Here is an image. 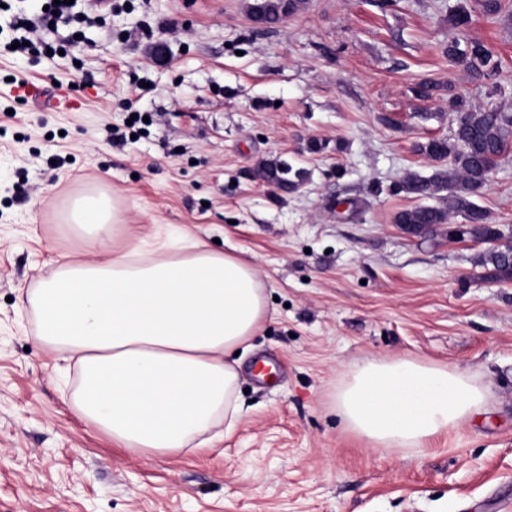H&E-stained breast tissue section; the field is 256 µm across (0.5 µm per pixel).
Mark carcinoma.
Returning <instances> with one entry per match:
<instances>
[{"mask_svg": "<svg viewBox=\"0 0 512 512\" xmlns=\"http://www.w3.org/2000/svg\"><path fill=\"white\" fill-rule=\"evenodd\" d=\"M306 0H253L249 12L263 25L279 22L299 11ZM448 59L478 79L488 75L490 63L487 49L479 43L460 47L455 41L446 49ZM453 115L452 135L434 138L417 146V151L434 162L433 173L422 176L407 172L400 181V189L419 199L438 197L442 205L420 204L398 212L394 222L417 236L448 223L452 216H460L468 224V234L474 239L491 244L479 256L478 263L488 275L503 281L512 280V246L502 247L497 241L502 234L489 222V214L477 205L474 198L486 186L489 173L499 159L512 149V113L473 111L466 108L463 99H448ZM258 178L280 188L295 187L302 180L303 171L293 170L285 161H265L258 166Z\"/></svg>", "mask_w": 512, "mask_h": 512, "instance_id": "obj_1", "label": "carcinoma"}]
</instances>
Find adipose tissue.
Wrapping results in <instances>:
<instances>
[{"mask_svg": "<svg viewBox=\"0 0 512 512\" xmlns=\"http://www.w3.org/2000/svg\"><path fill=\"white\" fill-rule=\"evenodd\" d=\"M70 221L82 238L124 251L66 261L28 297L37 343L63 349L80 368L77 416L140 454L187 449L239 416L235 354L267 314L254 263L188 240L163 238L140 252L105 195L77 199ZM475 377L421 360H369L335 398L346 428L376 448H420L492 403Z\"/></svg>", "mask_w": 512, "mask_h": 512, "instance_id": "1", "label": "adipose tissue"}]
</instances>
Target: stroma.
<instances>
[{
	"label": "stroma",
	"instance_id": "1",
	"mask_svg": "<svg viewBox=\"0 0 512 512\" xmlns=\"http://www.w3.org/2000/svg\"><path fill=\"white\" fill-rule=\"evenodd\" d=\"M250 0H119L68 55L0 51V512H496L512 498V281L486 279L485 244L412 236L399 189L450 136V95L512 112V0L494 19L465 0H306L273 25ZM481 42L495 76L449 63ZM165 45L163 57L153 48ZM71 93L57 112L15 80ZM439 89L418 93L421 83ZM58 166H51V157ZM302 170L294 190L258 161ZM107 194L136 245L157 227L252 256L269 296L239 368L243 416L212 446L135 455L74 414L78 367L35 344L27 300L59 263L100 252L68 221ZM512 245V152L477 199ZM417 359L476 377L484 414L423 448H375L347 431L338 388L369 359Z\"/></svg>",
	"mask_w": 512,
	"mask_h": 512
}]
</instances>
